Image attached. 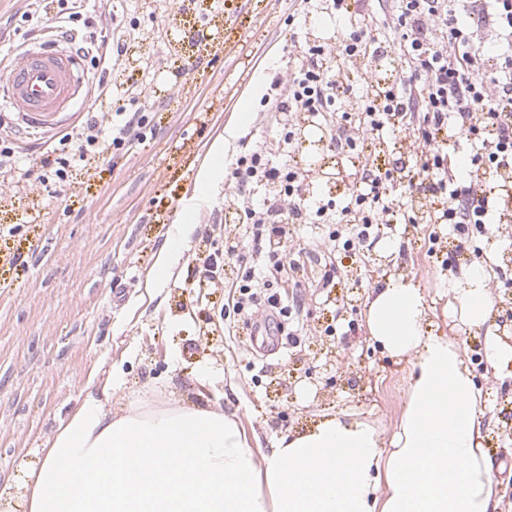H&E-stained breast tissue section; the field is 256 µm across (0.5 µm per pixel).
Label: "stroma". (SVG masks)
<instances>
[{"label": "stroma", "mask_w": 512, "mask_h": 512, "mask_svg": "<svg viewBox=\"0 0 512 512\" xmlns=\"http://www.w3.org/2000/svg\"><path fill=\"white\" fill-rule=\"evenodd\" d=\"M57 20L62 0H0V69L44 36L23 14ZM89 21L113 15L127 35L118 64L99 71L109 90L137 80L149 104L146 137L123 155L92 157L73 168L58 195L0 192V486L21 490L39 451L83 403L82 389H111L113 408L144 393L207 406L237 417L252 448L270 453L278 436L313 427L323 415L349 413L383 439L396 431L411 364L367 337L365 281L403 277L420 289L425 330L458 342L486 395L481 445L494 463L512 466V362L490 364L484 339L512 343V242L492 226L385 224L374 244L336 254L335 288L312 292L322 269L301 258L312 329L301 343L269 332L259 350L244 316L225 314V291L195 302L200 274L192 255L224 244L205 220L235 222L226 196L231 164L269 137L262 98L289 52L335 38L339 24L306 17L302 0H83ZM181 94L170 98V81ZM227 138L219 179L198 174L212 143ZM27 164L41 166L59 136L21 130L17 114L0 120ZM309 167L313 191L343 205L352 178L347 153L330 149L320 129L302 126L292 142ZM193 226L179 260L161 267L174 225ZM501 282L485 324L466 329L449 308V289L474 270Z\"/></svg>", "instance_id": "35a3bbf8"}]
</instances>
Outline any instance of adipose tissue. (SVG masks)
Returning <instances> with one entry per match:
<instances>
[{
	"instance_id": "obj_1",
	"label": "adipose tissue",
	"mask_w": 512,
	"mask_h": 512,
	"mask_svg": "<svg viewBox=\"0 0 512 512\" xmlns=\"http://www.w3.org/2000/svg\"><path fill=\"white\" fill-rule=\"evenodd\" d=\"M460 321L484 324L489 275L451 287ZM423 299L401 280L374 289L370 339L412 357L390 440L348 414L281 435L255 453L221 404L139 400L124 412L87 395L25 487L26 512H498L495 466L480 446L483 391L460 346L422 328Z\"/></svg>"
}]
</instances>
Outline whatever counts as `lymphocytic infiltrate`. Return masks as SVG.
<instances>
[{"instance_id":"f902f5d3","label":"lymphocytic infiltrate","mask_w":512,"mask_h":512,"mask_svg":"<svg viewBox=\"0 0 512 512\" xmlns=\"http://www.w3.org/2000/svg\"><path fill=\"white\" fill-rule=\"evenodd\" d=\"M326 13L345 22L343 39L290 53L264 101L271 138L240 156L227 196L238 214L235 226L213 225L217 236L245 234L257 260L244 266L227 304L254 324L272 310L287 314L279 287L302 254L325 261L315 282L336 285L337 249H365L375 225L485 224L499 206L489 186L492 173L512 167V0H324ZM394 50L397 83L376 91L370 58L378 48ZM146 109L90 111L66 134L77 144L53 174L27 168L7 190L55 196L70 165L87 166L92 156L129 152L142 138ZM320 122L330 146L354 158V177L335 233L306 241L300 224L326 219L331 204L311 190L308 168L290 145L303 121ZM399 134L410 162L405 176L377 164L370 145L383 133ZM476 138L470 167L459 164L450 143Z\"/></svg>"}]
</instances>
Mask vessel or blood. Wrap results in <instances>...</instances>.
<instances>
[{
    "mask_svg": "<svg viewBox=\"0 0 512 512\" xmlns=\"http://www.w3.org/2000/svg\"><path fill=\"white\" fill-rule=\"evenodd\" d=\"M79 85L73 55L34 44L10 65L4 99L26 124L51 127L78 102Z\"/></svg>",
    "mask_w": 512,
    "mask_h": 512,
    "instance_id": "vessel-or-blood-1",
    "label": "vessel or blood"
}]
</instances>
